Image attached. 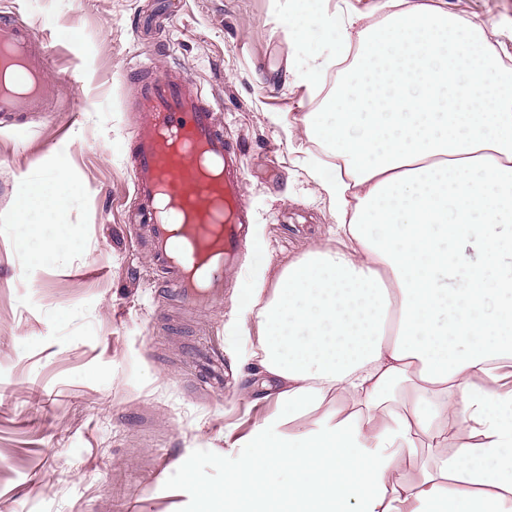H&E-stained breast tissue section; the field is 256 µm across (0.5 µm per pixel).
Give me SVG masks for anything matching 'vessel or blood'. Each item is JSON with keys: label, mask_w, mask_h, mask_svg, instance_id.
I'll list each match as a JSON object with an SVG mask.
<instances>
[{"label": "vessel or blood", "mask_w": 512, "mask_h": 512, "mask_svg": "<svg viewBox=\"0 0 512 512\" xmlns=\"http://www.w3.org/2000/svg\"><path fill=\"white\" fill-rule=\"evenodd\" d=\"M0 49L17 59L0 114L38 111L47 58L26 27L0 20ZM131 161L135 201L148 218L161 286L190 308L223 297L225 275L245 246L239 148L225 139L198 86L173 69L146 74Z\"/></svg>", "instance_id": "obj_1"}]
</instances>
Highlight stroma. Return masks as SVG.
I'll return each instance as SVG.
<instances>
[{"label":"stroma","mask_w":512,"mask_h":512,"mask_svg":"<svg viewBox=\"0 0 512 512\" xmlns=\"http://www.w3.org/2000/svg\"><path fill=\"white\" fill-rule=\"evenodd\" d=\"M494 26L512 65V0H447ZM294 0H0V17L49 51L45 110L0 119V512H192L224 492L218 454L276 410L245 394L259 379L239 357L256 337L227 331L240 283L310 249L336 247L329 199L309 175L334 160L301 118L325 90L303 74L332 58L324 35L284 25ZM184 70L225 136L242 145L243 196L263 225L226 275L224 300L186 311L160 292L150 250L126 215L131 135L144 66ZM279 123H272V116ZM67 156L63 201L45 223L16 204L30 177ZM72 239L66 259L25 240L46 225Z\"/></svg>","instance_id":"stroma-1"}]
</instances>
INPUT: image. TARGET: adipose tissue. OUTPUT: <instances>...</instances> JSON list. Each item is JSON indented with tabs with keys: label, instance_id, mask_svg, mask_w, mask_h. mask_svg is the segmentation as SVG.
Here are the masks:
<instances>
[{
	"label": "adipose tissue",
	"instance_id": "1",
	"mask_svg": "<svg viewBox=\"0 0 512 512\" xmlns=\"http://www.w3.org/2000/svg\"><path fill=\"white\" fill-rule=\"evenodd\" d=\"M318 2L297 0L288 30L332 31L344 64L302 124L340 161L312 176L345 241L272 290L245 284L227 330L255 323L242 358L280 412L241 438L204 512H512V68L434 0H385L361 31ZM67 177L62 156L19 218Z\"/></svg>",
	"mask_w": 512,
	"mask_h": 512
}]
</instances>
